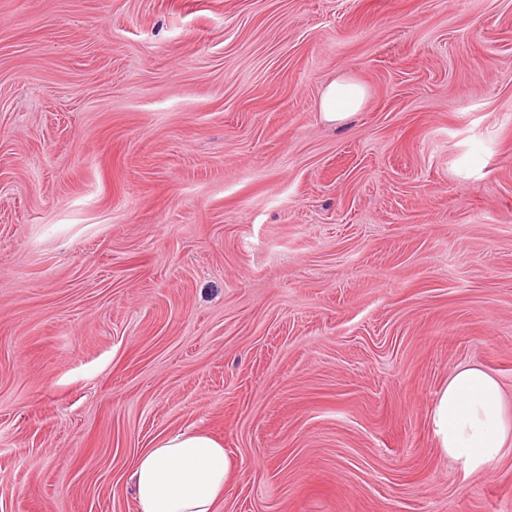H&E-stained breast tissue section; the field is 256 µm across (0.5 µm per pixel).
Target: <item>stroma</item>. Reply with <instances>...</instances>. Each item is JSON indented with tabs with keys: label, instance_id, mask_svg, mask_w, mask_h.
<instances>
[{
	"label": "stroma",
	"instance_id": "35a3bbf8",
	"mask_svg": "<svg viewBox=\"0 0 512 512\" xmlns=\"http://www.w3.org/2000/svg\"><path fill=\"white\" fill-rule=\"evenodd\" d=\"M469 365L512 415V0H0V512H137L182 430L219 512H512ZM364 95L359 83L347 77L337 78L325 89L320 100V112L327 121H340L359 111ZM433 424L439 447L469 474L494 465L512 446V421L500 384L478 366L459 369L449 378L435 402ZM231 462L223 445L195 431L163 437L131 475L138 512H218Z\"/></svg>",
	"mask_w": 512,
	"mask_h": 512
}]
</instances>
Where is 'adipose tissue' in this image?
<instances>
[{
  "label": "adipose tissue",
  "instance_id": "adipose-tissue-1",
  "mask_svg": "<svg viewBox=\"0 0 512 512\" xmlns=\"http://www.w3.org/2000/svg\"><path fill=\"white\" fill-rule=\"evenodd\" d=\"M362 86L347 77L325 89L320 110L336 122L359 111ZM440 448L459 460L467 473L483 471L512 449L498 380L478 366L459 369L439 393L433 410ZM231 462L223 445L195 431L163 437L141 453L131 475L137 512H218Z\"/></svg>",
  "mask_w": 512,
  "mask_h": 512
}]
</instances>
